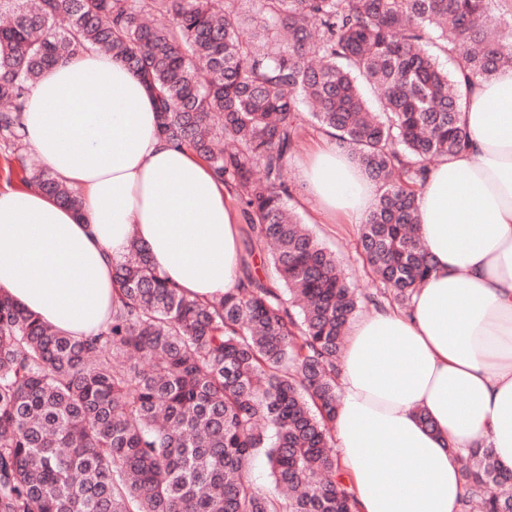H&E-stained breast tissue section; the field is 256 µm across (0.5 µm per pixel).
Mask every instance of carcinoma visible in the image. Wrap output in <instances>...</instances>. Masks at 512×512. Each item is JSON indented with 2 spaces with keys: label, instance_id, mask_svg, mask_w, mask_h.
<instances>
[{
  "label": "carcinoma",
  "instance_id": "carcinoma-1",
  "mask_svg": "<svg viewBox=\"0 0 512 512\" xmlns=\"http://www.w3.org/2000/svg\"><path fill=\"white\" fill-rule=\"evenodd\" d=\"M246 2L0 0L8 174L80 208L25 153L22 114L44 69L98 51L143 79L159 134L233 189L252 232L246 288L205 301L132 243L111 320L87 339L0 296V512H353L333 433L347 325L365 301L407 305L429 273L415 190L431 160L466 146L455 75L512 70V43L492 26L495 0H257L250 16ZM307 115L379 186L359 230L373 294L289 205ZM265 250L272 280L251 268ZM259 457L280 493L252 480ZM460 464L462 512H512L493 449Z\"/></svg>",
  "mask_w": 512,
  "mask_h": 512
}]
</instances>
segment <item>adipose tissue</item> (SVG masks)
I'll use <instances>...</instances> for the list:
<instances>
[{
    "label": "adipose tissue",
    "mask_w": 512,
    "mask_h": 512,
    "mask_svg": "<svg viewBox=\"0 0 512 512\" xmlns=\"http://www.w3.org/2000/svg\"><path fill=\"white\" fill-rule=\"evenodd\" d=\"M459 90L467 147L417 192L434 268L407 308H369L344 341L335 437L356 512H461L459 455L483 444L512 470V70ZM23 123L35 157L81 188L83 210L35 186L0 188V293L64 334H96L134 240L186 295L240 288L231 193L159 135L152 94L121 61L86 52L46 69ZM301 176L314 220L360 224L378 202L331 134Z\"/></svg>",
    "instance_id": "adipose-tissue-1"
}]
</instances>
